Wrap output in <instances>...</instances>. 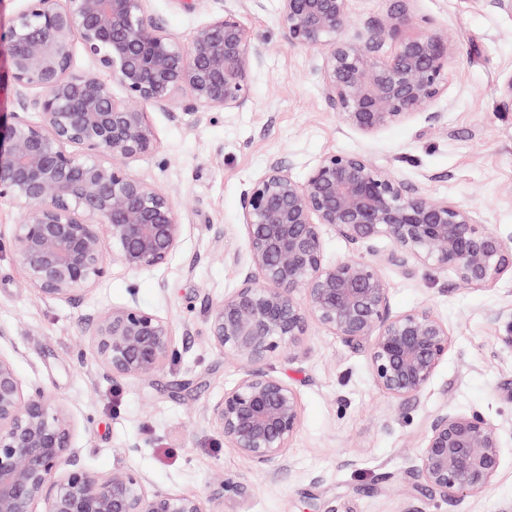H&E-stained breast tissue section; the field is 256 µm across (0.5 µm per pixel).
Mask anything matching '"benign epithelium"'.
<instances>
[{
	"instance_id": "benign-epithelium-1",
	"label": "benign epithelium",
	"mask_w": 512,
	"mask_h": 512,
	"mask_svg": "<svg viewBox=\"0 0 512 512\" xmlns=\"http://www.w3.org/2000/svg\"><path fill=\"white\" fill-rule=\"evenodd\" d=\"M7 36L17 111L0 119V199L20 214L10 247L41 295L71 301L108 264L130 271L168 263L183 234L171 197L118 162L150 155L147 113L188 95L205 111H240L262 54L238 12L223 8L186 43L147 15L148 0H23ZM288 43L323 58L325 99L346 127L371 136L429 111L456 47L439 31L404 33L407 13L349 29V0H278ZM390 52H384L387 42ZM79 43L92 66H73ZM119 85L126 98L113 94ZM39 121L27 118L29 111ZM246 241L239 284L208 305L213 345L243 373L207 414L258 471L284 460L301 422L297 390L264 363L299 349L309 322L367 349L375 386L415 401L448 355V325L428 309L394 314L373 242L387 260L451 272L480 288L512 271V245L476 211L404 183L357 153L322 158L298 181L272 158L240 197ZM329 227L373 260H324ZM303 297L296 298L297 291ZM103 377L139 379L178 355L169 321L134 303L81 318ZM66 407L24 387L0 355V512H206L201 498L149 487L139 472L98 474L80 464ZM499 428L477 412L442 408L428 419L417 472L442 501L486 491ZM42 510H37V507Z\"/></svg>"
}]
</instances>
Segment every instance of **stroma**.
<instances>
[{
    "label": "stroma",
    "mask_w": 512,
    "mask_h": 512,
    "mask_svg": "<svg viewBox=\"0 0 512 512\" xmlns=\"http://www.w3.org/2000/svg\"><path fill=\"white\" fill-rule=\"evenodd\" d=\"M234 0H149L148 13L189 40ZM278 0H261L241 19L263 54L253 72L252 105L241 112L148 107L156 136L149 156L129 163L173 200L181 244L159 268L110 267L79 302L41 296L13 255L20 214L0 201V354L27 386L57 397L75 422L81 461L106 474H144L151 489L204 494L214 474L239 485L222 512H512V274L471 288L425 267L387 264L392 312L430 309L451 344L429 388L400 406L373 383L366 350L347 347L310 324L297 354L279 352L268 368L299 393L297 436L277 470L256 471L211 425L206 408L242 370L208 339L206 302L232 291L240 270L226 254L242 250L240 196L270 158L305 180L326 154L358 153L400 180L476 210L512 238V11L495 0H406L416 28L431 24L457 49L432 111L364 136L343 125L321 93V57L289 45ZM136 302L168 319L180 357L152 377L109 381L80 335L82 316ZM476 411L502 437L485 493L432 499L412 477L427 420L442 407Z\"/></svg>",
    "instance_id": "35a3bbf8"
}]
</instances>
